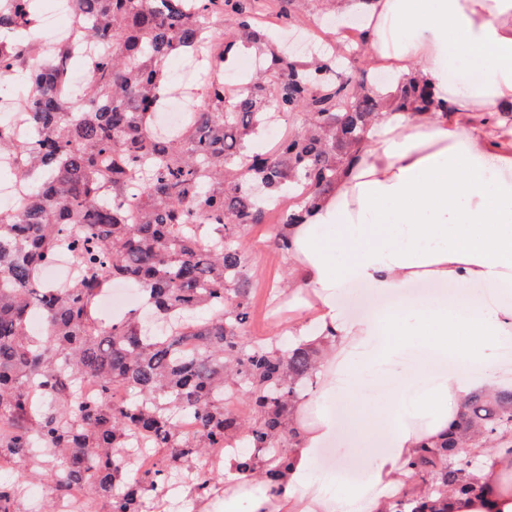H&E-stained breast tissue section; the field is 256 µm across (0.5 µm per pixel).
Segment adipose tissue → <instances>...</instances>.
<instances>
[{"label": "adipose tissue", "mask_w": 512, "mask_h": 512, "mask_svg": "<svg viewBox=\"0 0 512 512\" xmlns=\"http://www.w3.org/2000/svg\"><path fill=\"white\" fill-rule=\"evenodd\" d=\"M369 59H395L397 81L416 77L433 96L420 112L388 106L349 150L336 182L299 223L286 229L288 267L306 294L304 317L286 329L300 343L320 344L324 362L317 397L347 402L339 421L318 413L299 428L296 465L282 498L235 490V449L224 451V512H339L349 501L364 512H388L410 485L407 462L422 441L436 440L457 406L477 392L512 389L501 358L512 346V0H365ZM471 66L457 80L450 69ZM429 283L424 298L407 295ZM364 285L396 297L370 317L347 318L336 291ZM481 284L483 302L446 297L442 289ZM402 366L395 399L372 409L362 391L386 390ZM371 456L367 486L342 487L316 507L307 484L319 479L320 451L340 431ZM480 497L450 499L449 512H512V455H490L478 473Z\"/></svg>", "instance_id": "1"}]
</instances>
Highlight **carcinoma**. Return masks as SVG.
I'll use <instances>...</instances> for the list:
<instances>
[{"label":"carcinoma","instance_id":"cac0c4a2","mask_svg":"<svg viewBox=\"0 0 512 512\" xmlns=\"http://www.w3.org/2000/svg\"><path fill=\"white\" fill-rule=\"evenodd\" d=\"M73 2L86 34L112 45L90 69L88 102L77 109L59 94L68 56L28 61L39 0H0V98L18 97L34 131L18 141L0 119V152L29 192L21 212L0 211V457L24 468L0 486V512H20L31 477L59 493L91 472L90 490L109 512H142L174 473L194 475L200 489L217 486L224 473L202 471L201 457L219 448L240 449L239 478L280 498L298 436L294 407L313 385L319 351L247 336L254 273L241 231L289 196L273 234L288 249L297 208L332 189L346 150L387 104L382 86L343 77L326 57L291 60L257 28L246 0ZM226 19L235 29L228 42L218 36ZM203 39L214 52L199 64L209 79L193 95L207 107H191L162 135L155 119L172 90L166 61ZM235 46L254 48L263 66L226 100ZM394 102L419 112L430 98L410 81ZM297 110L305 111L297 133L272 152L252 147L274 114ZM62 246L78 275L66 288H43L37 272ZM111 279L132 282L162 320L173 318L167 332L149 331L133 312L105 323L95 302ZM34 305L45 317L38 334L27 319ZM84 377L100 400L81 399ZM34 381L48 393L37 416L27 409ZM117 389L130 397L109 402ZM233 396L245 411L228 408ZM184 413L196 421L192 432L179 426ZM140 439L159 456L144 472L131 463ZM501 448L512 452V390L468 397L444 438L409 463L413 487L394 512H448V496H479L470 472ZM48 457L57 467L46 468Z\"/></svg>","mask_w":512,"mask_h":512}]
</instances>
